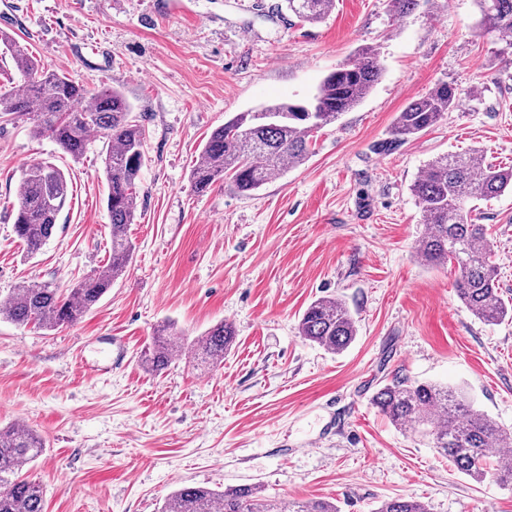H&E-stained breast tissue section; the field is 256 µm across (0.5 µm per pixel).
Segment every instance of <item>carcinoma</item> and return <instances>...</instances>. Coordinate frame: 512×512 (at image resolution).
Masks as SVG:
<instances>
[{"mask_svg":"<svg viewBox=\"0 0 512 512\" xmlns=\"http://www.w3.org/2000/svg\"><path fill=\"white\" fill-rule=\"evenodd\" d=\"M480 27L512 34V0H475ZM280 7L298 20L320 22L335 0H281ZM7 47L23 80L17 90H0V120H22L35 137L50 136L67 154L78 158L91 133L107 140L103 159L108 186L110 254L107 272L89 274L69 288L51 282H22L0 302V318L52 331L76 323L89 312L128 268L134 246L128 234L137 208V185L144 162L145 128L132 117V105L113 88L91 91L87 83L41 66L28 50L5 34ZM383 67L374 51L327 75L316 93L304 102L309 111H292L279 102L259 110L238 112L215 128L204 143L190 173L195 191L203 193L221 182L237 193H250L289 167L303 164L311 153L313 134L358 105L380 81ZM453 85L439 81L398 113L389 138L379 150L391 153L436 125L460 106ZM512 190V168L486 162L476 149L444 154L429 161L411 185L428 226L417 258L428 266L454 265V287L464 305L488 324L512 319V304L500 294L493 242L485 225L474 224L471 200H489ZM68 198L63 171L48 162L30 165L16 188L14 232L26 256L35 257L52 237ZM304 340L332 353L349 347L357 336L356 320L341 299L325 296L309 304L297 325ZM231 325L220 322L193 342L195 358L204 369L224 362L233 344ZM182 344L175 331L162 328L141 351L140 363L159 373ZM373 405L394 425L428 439L437 453L458 472L476 482L494 472L512 486V465L497 457L512 449V431L481 410L461 388L432 381L395 378L373 396ZM45 439L29 426L0 427V512H44L40 484L22 477L23 466L39 458ZM162 512H339L325 499L270 498L259 485L223 491L183 486L165 501ZM377 512H428L412 498H390Z\"/></svg>","mask_w":512,"mask_h":512,"instance_id":"1","label":"carcinoma"}]
</instances>
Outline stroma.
I'll return each instance as SVG.
<instances>
[{
    "label": "stroma",
    "instance_id": "obj_1",
    "mask_svg": "<svg viewBox=\"0 0 512 512\" xmlns=\"http://www.w3.org/2000/svg\"><path fill=\"white\" fill-rule=\"evenodd\" d=\"M278 0H0V32L41 64L122 90L146 130L135 245L126 273L76 324L0 321V423L46 438L23 474L45 512H161L190 484L259 485L276 498H324L374 512L411 497L429 512H512V490L457 472L372 403L396 377L465 387L512 429V321L489 325L457 297L451 266L417 258L424 235L410 186L444 153L479 149L512 166V38L477 24L474 0H336L299 22ZM383 77L316 133L305 164L241 195L199 194L189 175L211 131L261 105L305 100L360 48ZM462 105L389 155L374 152L404 106L437 81ZM107 141L80 158L26 123H0V297L25 281L69 287L109 259ZM64 170L69 194L42 251L27 257L11 217L32 163ZM512 297V192L481 201ZM344 300L357 336L330 353L297 334L315 299ZM236 340L195 368L191 340L219 322ZM171 323L186 345L162 373L139 352ZM97 361L98 375L83 364Z\"/></svg>",
    "mask_w": 512,
    "mask_h": 512
}]
</instances>
